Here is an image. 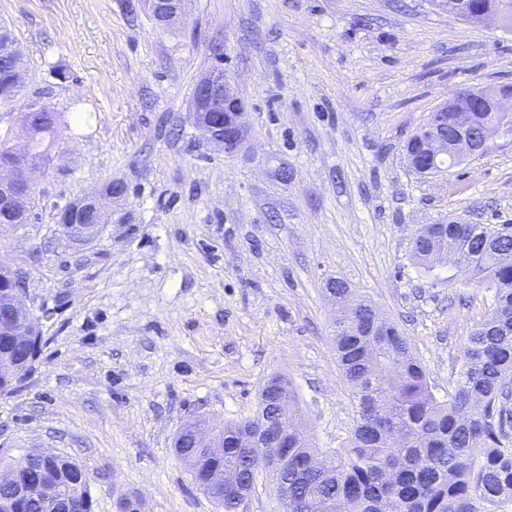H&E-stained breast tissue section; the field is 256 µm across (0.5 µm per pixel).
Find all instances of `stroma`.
Wrapping results in <instances>:
<instances>
[{
    "instance_id": "stroma-1",
    "label": "stroma",
    "mask_w": 512,
    "mask_h": 512,
    "mask_svg": "<svg viewBox=\"0 0 512 512\" xmlns=\"http://www.w3.org/2000/svg\"><path fill=\"white\" fill-rule=\"evenodd\" d=\"M139 3L0 0L33 69L0 126L22 145L35 102L72 127L36 176L29 224L0 231V262L56 310L0 394V457L73 458L94 512L125 497L141 512H222L173 448L187 420L249 417L279 375L317 448L349 444L330 281L398 326L438 397L453 388L494 292L448 263L424 270L411 245L427 224H512V137L429 177L403 146L455 91L512 84V28L437 0H189L174 28ZM217 67L248 104L234 156L187 119ZM111 179L128 191L100 238L64 236L57 207Z\"/></svg>"
}]
</instances>
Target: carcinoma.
<instances>
[{"label":"carcinoma","mask_w":512,"mask_h":512,"mask_svg":"<svg viewBox=\"0 0 512 512\" xmlns=\"http://www.w3.org/2000/svg\"><path fill=\"white\" fill-rule=\"evenodd\" d=\"M30 79L19 53L0 58V107L15 102ZM25 120L33 130L31 150L41 163L60 135L55 112L29 105ZM469 130L500 120L495 112L468 114ZM446 239L462 257L459 267L494 289L495 305L474 326L463 348V365L448 399H438L410 343L396 325L374 314L367 300L354 298L340 279L328 284L336 301L332 341L355 405L357 424L350 446L325 456L311 439L300 441L304 415L287 379L273 376L269 390L288 392V436L278 422L263 429L265 447H238L240 422L225 425L224 456L204 459L211 471H234L238 485L224 489V512L252 488L254 466L273 463L282 487V512H479L480 504L512 499V224H429L415 236L412 256L425 269L435 267V249ZM42 467L56 477L60 496L88 491L81 464L65 456L35 458L27 465L0 460V501L4 492H25L29 470Z\"/></svg>","instance_id":"carcinoma-1"}]
</instances>
